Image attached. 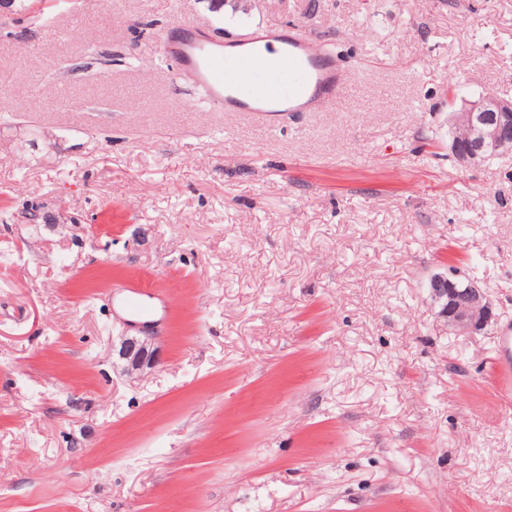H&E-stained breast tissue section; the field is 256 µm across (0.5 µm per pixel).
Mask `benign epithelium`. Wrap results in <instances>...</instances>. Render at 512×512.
I'll list each match as a JSON object with an SVG mask.
<instances>
[{
	"mask_svg": "<svg viewBox=\"0 0 512 512\" xmlns=\"http://www.w3.org/2000/svg\"><path fill=\"white\" fill-rule=\"evenodd\" d=\"M449 127H462L465 135L451 136V154L466 165H476L489 156L512 152V99L484 94L461 99L460 107L450 113ZM431 297L439 305L448 327L459 333L483 329L491 320L492 310L484 289L459 288L449 278L436 276L430 282ZM112 353L121 361L123 373L139 378L160 365L155 337L125 335Z\"/></svg>",
	"mask_w": 512,
	"mask_h": 512,
	"instance_id": "1",
	"label": "benign epithelium"
}]
</instances>
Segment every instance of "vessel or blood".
Segmentation results:
<instances>
[{"instance_id": "obj_1", "label": "vessel or blood", "mask_w": 512, "mask_h": 512, "mask_svg": "<svg viewBox=\"0 0 512 512\" xmlns=\"http://www.w3.org/2000/svg\"><path fill=\"white\" fill-rule=\"evenodd\" d=\"M160 50L175 61L179 78L207 88L210 106L216 112H247L269 120L273 108L241 96L238 89L257 78L263 80L268 90H275L288 70L300 75L288 95L290 109L335 112L344 97L345 69L334 58L325 56L307 35L285 38L278 57L265 49L252 52L249 67L244 71L237 69L235 55L226 53L222 46L200 40L190 30L184 31L178 41L162 39ZM495 366L503 379L512 378L511 330H504L499 336Z\"/></svg>"}]
</instances>
